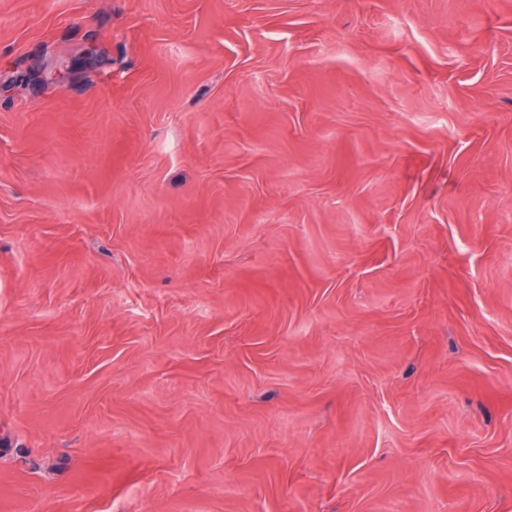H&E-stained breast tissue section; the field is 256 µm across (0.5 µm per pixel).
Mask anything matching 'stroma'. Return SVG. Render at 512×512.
<instances>
[{
  "label": "stroma",
  "mask_w": 512,
  "mask_h": 512,
  "mask_svg": "<svg viewBox=\"0 0 512 512\" xmlns=\"http://www.w3.org/2000/svg\"><path fill=\"white\" fill-rule=\"evenodd\" d=\"M0 512H512V0H0Z\"/></svg>",
  "instance_id": "obj_1"
}]
</instances>
